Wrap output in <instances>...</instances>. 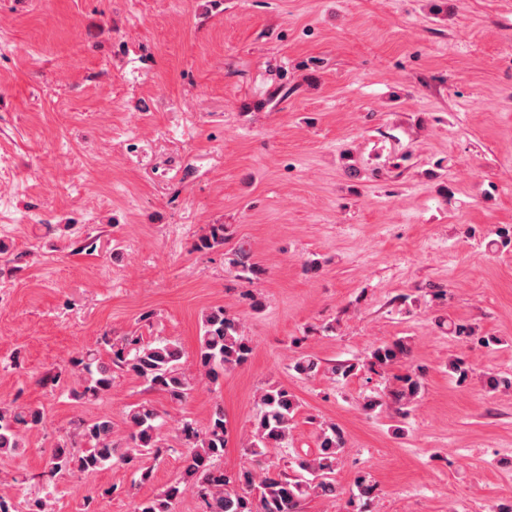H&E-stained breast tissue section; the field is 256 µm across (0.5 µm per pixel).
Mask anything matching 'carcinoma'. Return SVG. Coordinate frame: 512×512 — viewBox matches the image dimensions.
<instances>
[{"label":"carcinoma","mask_w":512,"mask_h":512,"mask_svg":"<svg viewBox=\"0 0 512 512\" xmlns=\"http://www.w3.org/2000/svg\"><path fill=\"white\" fill-rule=\"evenodd\" d=\"M227 241L225 225L210 224L199 239L198 249L223 247ZM225 256L237 278L251 282L263 274L247 243L235 244ZM202 329L194 375L186 373L183 353L176 342H144L138 336L105 333L101 344L109 347V356L105 358L99 349L89 347L73 359L78 379L69 393L76 401L97 400L112 390L113 373L120 370L173 402H185L199 382H217L225 372L245 364L253 351L243 323L221 306L204 315ZM409 354L410 348L400 339L383 343L370 350L366 365L371 369L388 368L405 362ZM398 381L397 387L384 393V400H369L364 408L372 410L385 403L398 412L410 405L421 382L409 372ZM297 411L298 401L288 388L273 386L262 391L255 432L247 447L251 455L259 456L265 448L288 447ZM162 419L158 409L141 403L126 412L121 430L109 415L80 420L48 449V472L53 476L91 474L116 461L138 465L140 481L146 482L152 470L140 462L157 458L169 449L162 433ZM43 420L44 413L37 407L0 403V454H12L24 447L25 432L41 426ZM226 435L224 410L219 406L203 430L191 421H182L177 435L184 448L181 478L155 497L140 501L134 512H172L173 503L189 491L202 500L204 512H302L303 502L309 497H336L334 474L346 445L344 434L336 425L322 429L319 452L310 459L299 460L298 471L292 475L225 471L219 461L224 456Z\"/></svg>","instance_id":"carcinoma-1"}]
</instances>
